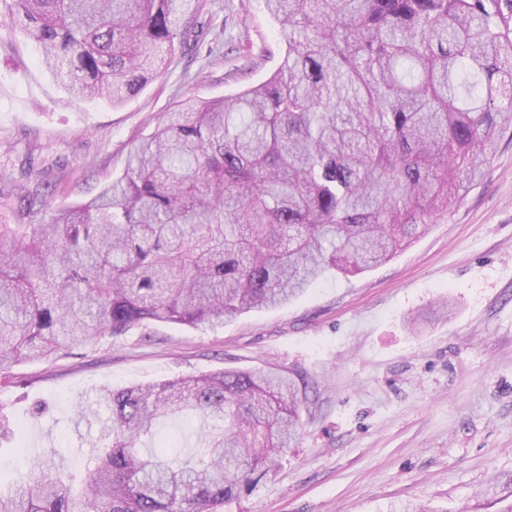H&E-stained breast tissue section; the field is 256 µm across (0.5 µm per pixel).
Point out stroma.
I'll return each instance as SVG.
<instances>
[{
    "label": "stroma",
    "instance_id": "obj_1",
    "mask_svg": "<svg viewBox=\"0 0 512 512\" xmlns=\"http://www.w3.org/2000/svg\"><path fill=\"white\" fill-rule=\"evenodd\" d=\"M196 43L120 106L69 98L34 44L0 23V224L19 185L52 207L122 173L133 145L186 98L233 97L266 81L286 48L263 0H204ZM0 375V489L50 448L83 475L93 431L73 404L115 389L216 372L299 373L311 400L275 473L224 512H512V130L480 180L387 263L326 276L276 309L222 325L159 324Z\"/></svg>",
    "mask_w": 512,
    "mask_h": 512
}]
</instances>
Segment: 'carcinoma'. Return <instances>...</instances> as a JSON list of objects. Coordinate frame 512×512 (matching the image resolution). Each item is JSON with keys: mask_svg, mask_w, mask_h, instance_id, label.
Wrapping results in <instances>:
<instances>
[{"mask_svg": "<svg viewBox=\"0 0 512 512\" xmlns=\"http://www.w3.org/2000/svg\"><path fill=\"white\" fill-rule=\"evenodd\" d=\"M286 50L265 82L187 100L89 201L36 182L0 225V373L154 323L222 324L326 273H364L456 205L512 126V0H264ZM201 0H10L12 28L75 99L118 106L195 35ZM48 220H39L43 212ZM306 389L225 370L80 396L97 424L74 489L45 451L0 512H222L297 440ZM197 449L141 453L165 418Z\"/></svg>", "mask_w": 512, "mask_h": 512, "instance_id": "carcinoma-1", "label": "carcinoma"}]
</instances>
